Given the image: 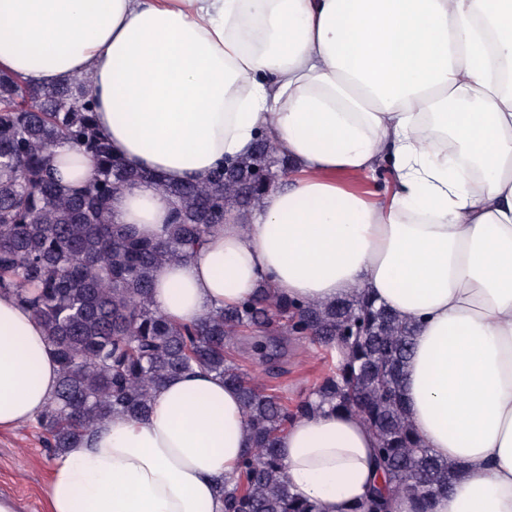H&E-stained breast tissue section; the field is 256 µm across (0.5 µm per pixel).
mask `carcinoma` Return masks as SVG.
<instances>
[{"label":"carcinoma","mask_w":512,"mask_h":512,"mask_svg":"<svg viewBox=\"0 0 512 512\" xmlns=\"http://www.w3.org/2000/svg\"><path fill=\"white\" fill-rule=\"evenodd\" d=\"M61 144L91 162V176L79 185L56 174L53 149ZM288 172V159L264 133L249 157L217 166L207 180L168 182L113 156L81 83L42 88L0 71V294L31 309L59 366L58 387L38 423L57 453L114 414L145 415L166 379L197 367L242 397L248 448L220 488L225 512H319L290 492L276 444L294 417L325 405L362 419L389 491L416 497L428 512L454 471L408 424L403 377L413 327L362 294L334 304L295 302L266 284L194 326L170 321L153 304L159 266L191 256L213 225L259 205L272 187L266 175ZM146 180L175 205L173 222L155 241L111 215L112 200ZM253 329L309 339L341 357L308 396L290 404L254 384L225 351L234 336ZM388 508V496L376 488L354 512Z\"/></svg>","instance_id":"carcinoma-1"}]
</instances>
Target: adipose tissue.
Returning <instances> with one entry per match:
<instances>
[{"label":"adipose tissue","instance_id":"adipose-tissue-1","mask_svg":"<svg viewBox=\"0 0 512 512\" xmlns=\"http://www.w3.org/2000/svg\"><path fill=\"white\" fill-rule=\"evenodd\" d=\"M0 70L86 80L113 154L171 182L272 133L287 184L159 268L155 307L194 324L264 283L294 301L359 290L416 327L408 420L456 472L431 512H512V0H0ZM384 162L390 198L340 181ZM112 215L154 238L173 204L139 183ZM57 381L43 326L0 296V431L37 418ZM247 446L239 392L180 374L145 416L54 456L48 512H224ZM277 446L321 512L384 483L352 412L298 417Z\"/></svg>","mask_w":512,"mask_h":512}]
</instances>
